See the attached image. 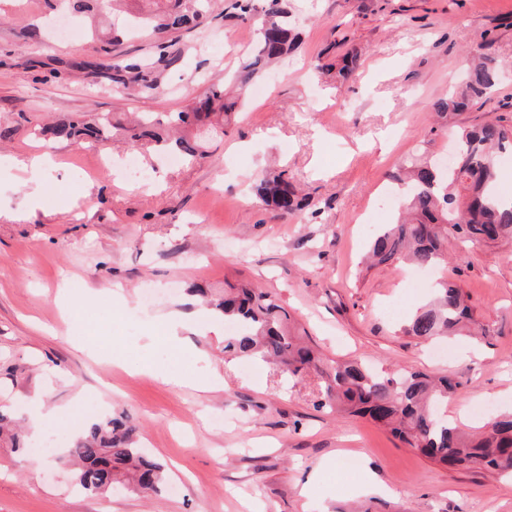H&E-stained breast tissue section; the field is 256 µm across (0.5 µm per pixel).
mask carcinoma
<instances>
[{
	"label": "carcinoma",
	"instance_id": "1",
	"mask_svg": "<svg viewBox=\"0 0 512 512\" xmlns=\"http://www.w3.org/2000/svg\"><path fill=\"white\" fill-rule=\"evenodd\" d=\"M73 14L96 18L124 0H64ZM148 8L127 20L132 31L149 28L155 34V63L169 66V47L180 34L205 26L210 0H146ZM283 0H265L259 19L254 56L235 73L242 87L249 85L270 63L290 53L297 36L288 22ZM92 33L109 45L120 43L124 29L92 26ZM506 68L486 57L469 68L461 90L437 99L432 109L440 118L467 110L491 93ZM112 81L140 92L158 88V75L143 61L118 59L107 65ZM238 101L224 88L212 86L190 112H171L168 125L182 129L178 137L158 130L153 117L124 126L105 113L92 121L77 117L50 129V134L77 145L105 144L111 131H121L135 150L175 151L188 157L206 154L208 133L231 124ZM461 153L454 169L443 173L434 163L414 155L408 161L405 196L397 215L382 225L365 256L367 268L397 265L406 260L434 269L448 259V247L459 249L512 238V195L496 190L498 153L512 146V127L488 119L456 132ZM256 198L269 210L293 215L307 206L285 174H263L253 185ZM211 309L236 326L225 338L224 353L260 359L293 379L316 378L313 406L338 414L366 417L394 438L436 465L481 469L512 478V414L466 431L448 423L441 409L457 383L420 371L385 373L355 359H329L299 336L290 316L268 294L246 284L211 294ZM474 322L463 289L455 282H439L436 300L418 310L405 332L419 339L447 336ZM135 425L123 417L91 421L69 449L68 462L78 466L73 479L88 494L127 488L141 494L158 490L164 468L140 448L132 446Z\"/></svg>",
	"mask_w": 512,
	"mask_h": 512
}]
</instances>
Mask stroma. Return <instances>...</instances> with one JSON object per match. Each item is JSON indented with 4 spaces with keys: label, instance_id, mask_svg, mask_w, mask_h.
Segmentation results:
<instances>
[{
    "label": "stroma",
    "instance_id": "obj_1",
    "mask_svg": "<svg viewBox=\"0 0 512 512\" xmlns=\"http://www.w3.org/2000/svg\"><path fill=\"white\" fill-rule=\"evenodd\" d=\"M299 34L258 78L206 158L176 166L139 154L148 179L99 172L97 146L51 145L37 207L26 174L0 171V410L27 424L41 395L66 418L98 397L126 416L164 486L145 496L82 493L55 455L0 441V512H512V481L429 462L371 420L316 410L302 385L263 363L224 354V331L198 326L197 291L249 283L286 308L326 357L412 369L458 382L449 410L471 430L512 412V243L468 250L445 267L364 271L362 223L413 150L435 157L450 130L489 117L512 125V73L496 92L439 126L431 105L459 83L475 53L512 63V0H285ZM43 0H0V154L41 152L42 126L76 114L187 111L232 77L257 41L252 22L220 0L204 35L184 34L159 89L124 90L73 60L108 61L101 43L48 32ZM359 52L349 79L319 64ZM285 173L307 207L280 217L253 194L258 172ZM448 278L470 297L480 328L446 340L406 335L408 317ZM156 290L144 304V286ZM121 290L130 306L74 302ZM186 326L182 350L158 321ZM207 378L209 391L156 373ZM482 406L473 414L472 406ZM223 415V425L211 418ZM374 490H367V483Z\"/></svg>",
    "mask_w": 512,
    "mask_h": 512
}]
</instances>
